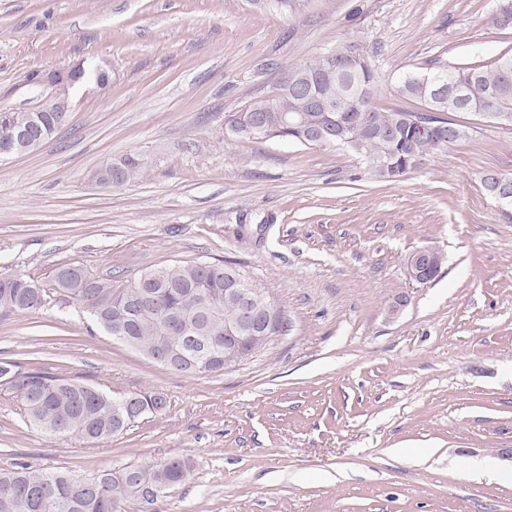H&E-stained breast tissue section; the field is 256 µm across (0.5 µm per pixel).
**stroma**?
<instances>
[{"label": "stroma", "mask_w": 512, "mask_h": 512, "mask_svg": "<svg viewBox=\"0 0 512 512\" xmlns=\"http://www.w3.org/2000/svg\"><path fill=\"white\" fill-rule=\"evenodd\" d=\"M496 0H0V107L37 109L46 73L106 65L71 92L70 121L0 161V276L64 264L123 282L229 259L287 330L223 373L185 375L107 335L75 301L0 312V360L79 375L114 395L165 396L161 415L106 442L51 440L0 385V469L90 476L180 455L194 477L157 512H512V220L484 189L512 177V127L458 113L466 135L396 181L350 153L237 139L225 119L280 70L342 40L373 60L378 106L403 72L512 53ZM126 154L120 187L92 175ZM433 247L436 276L407 260ZM405 304L398 315L389 308ZM442 264V255L433 248H425L415 253L409 260V275L419 283L430 281Z\"/></svg>", "instance_id": "35a3bbf8"}]
</instances>
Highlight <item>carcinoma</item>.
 Masks as SVG:
<instances>
[{"mask_svg": "<svg viewBox=\"0 0 512 512\" xmlns=\"http://www.w3.org/2000/svg\"><path fill=\"white\" fill-rule=\"evenodd\" d=\"M499 7L501 17H489V25L512 29V0H499ZM330 53L335 59L332 67L322 54L283 68L276 92L230 115L228 128L244 126L248 115L261 108L276 139L300 144L309 132L331 130L334 145L363 161L374 175L393 180L464 136L462 125L443 117L446 112L476 116L489 101L491 121L512 126V54L500 56L489 68L463 64L424 75H403L399 94L422 105L409 110L371 104L375 69L357 44L340 43ZM303 76L330 101L334 111H309L305 97L297 92ZM436 79L448 89L442 96L433 93ZM20 117L19 112L0 113V143ZM286 117L295 118L296 123L285 127ZM423 121L444 122L453 133L444 139L421 135L418 123ZM143 170L142 159L125 156L95 171L94 179L119 187ZM482 182L493 197L500 186L512 191V177L488 173ZM231 273L240 274L232 261H186L145 270L116 284L80 265L64 264L53 271L47 285L22 274L13 280L1 276L0 310L32 313L60 296L68 297L81 304L103 331L145 356L155 360L163 349L175 348L187 356L198 355L214 365L217 373L224 371V320L234 314L233 306L224 301V289L233 284ZM0 381L16 394L24 417L51 438L58 437L56 430L68 429L81 440L107 441L145 416L167 409L163 396L140 392L139 414L133 416L124 398L78 377L48 373L38 366L23 370L11 361L0 362ZM193 470L191 459L173 456L162 468L155 462L131 464L117 473L101 471L92 477L93 483L84 484L67 471L18 463L14 469L0 470V512H122L128 499L145 507L143 512H157L154 505L162 496L153 489L185 484Z\"/></svg>", "mask_w": 512, "mask_h": 512, "instance_id": "cac0c4a2", "label": "carcinoma"}]
</instances>
